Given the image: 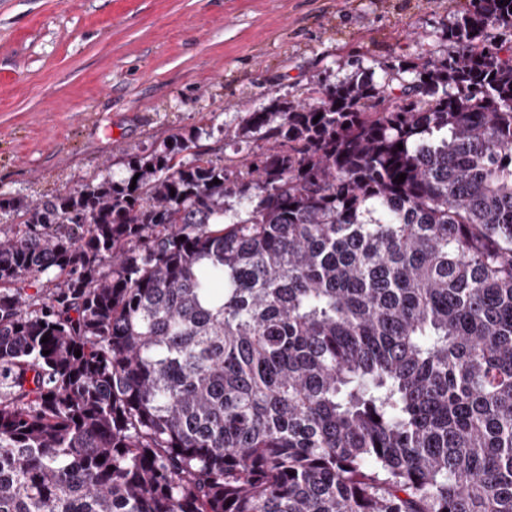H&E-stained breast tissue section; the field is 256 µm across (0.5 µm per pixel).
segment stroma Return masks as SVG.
I'll list each match as a JSON object with an SVG mask.
<instances>
[{
	"label": "stroma",
	"mask_w": 512,
	"mask_h": 512,
	"mask_svg": "<svg viewBox=\"0 0 512 512\" xmlns=\"http://www.w3.org/2000/svg\"><path fill=\"white\" fill-rule=\"evenodd\" d=\"M466 0H0V236L26 204L127 175L173 134L224 131L272 99L449 50Z\"/></svg>",
	"instance_id": "1"
}]
</instances>
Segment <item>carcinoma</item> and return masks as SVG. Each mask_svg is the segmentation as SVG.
Instances as JSON below:
<instances>
[{"label":"carcinoma","instance_id":"carcinoma-1","mask_svg":"<svg viewBox=\"0 0 512 512\" xmlns=\"http://www.w3.org/2000/svg\"><path fill=\"white\" fill-rule=\"evenodd\" d=\"M442 36L21 206L0 512H512V0Z\"/></svg>","mask_w":512,"mask_h":512}]
</instances>
